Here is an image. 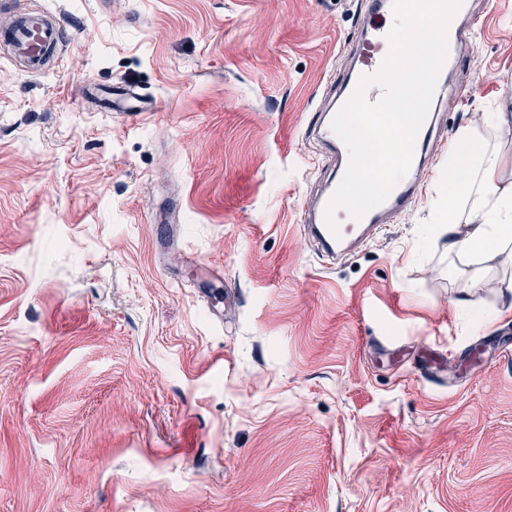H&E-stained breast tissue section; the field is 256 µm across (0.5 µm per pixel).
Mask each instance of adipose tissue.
Listing matches in <instances>:
<instances>
[{
	"mask_svg": "<svg viewBox=\"0 0 512 512\" xmlns=\"http://www.w3.org/2000/svg\"><path fill=\"white\" fill-rule=\"evenodd\" d=\"M500 152L463 131L448 149V200L433 227L449 252L472 257L469 279L479 282L501 244L512 242V187H501Z\"/></svg>",
	"mask_w": 512,
	"mask_h": 512,
	"instance_id": "obj_1",
	"label": "adipose tissue"
}]
</instances>
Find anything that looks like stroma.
<instances>
[{"instance_id":"1","label":"stroma","mask_w":512,"mask_h":512,"mask_svg":"<svg viewBox=\"0 0 512 512\" xmlns=\"http://www.w3.org/2000/svg\"><path fill=\"white\" fill-rule=\"evenodd\" d=\"M27 5L68 39L0 48V512H512V243L475 285L432 234L461 131L512 186V0L417 201L335 261L309 131L364 0Z\"/></svg>"}]
</instances>
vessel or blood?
<instances>
[{"mask_svg":"<svg viewBox=\"0 0 512 512\" xmlns=\"http://www.w3.org/2000/svg\"><path fill=\"white\" fill-rule=\"evenodd\" d=\"M366 6L371 22L363 28L360 39L346 48L353 67L342 83L339 99L343 102L356 92L362 77L378 73L389 52L387 34L391 25L388 18L393 12L394 0H367ZM464 38L465 34L458 23H450L446 67L453 68L460 63V45ZM62 39L63 28L55 19L19 4L15 5L9 23L0 27V44L8 46L13 59L19 61L24 71L31 74L41 73L45 69L46 50L57 48ZM332 119V113H320L319 131L324 141L336 149V173L325 193L313 201L312 222L308 224L307 231L309 237L326 253L343 257L350 254L371 229L377 227L381 215L408 209L416 201L422 181V150L420 147L414 148L408 173L381 204L362 217L351 216L346 223L329 226L327 211L337 184L342 181L350 163L347 149L342 148L340 138L331 128Z\"/></svg>","mask_w":512,"mask_h":512,"instance_id":"obj_1","label":"vessel or blood"}]
</instances>
